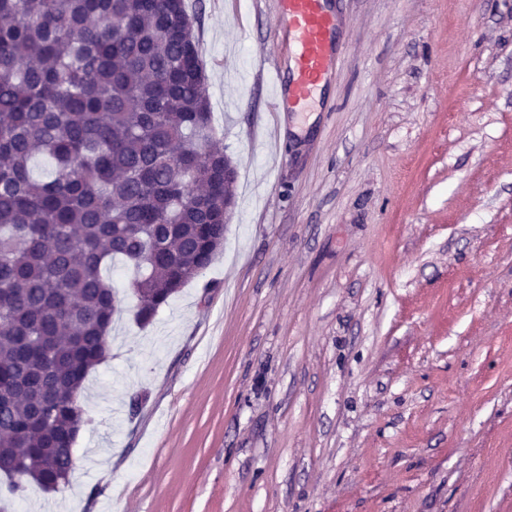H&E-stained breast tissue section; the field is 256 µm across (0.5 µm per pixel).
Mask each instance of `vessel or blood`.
<instances>
[{"label": "vessel or blood", "instance_id": "obj_1", "mask_svg": "<svg viewBox=\"0 0 512 512\" xmlns=\"http://www.w3.org/2000/svg\"><path fill=\"white\" fill-rule=\"evenodd\" d=\"M288 35L290 75L273 68L272 100L275 108L307 111L329 78L341 51L336 44V14L329 0H276Z\"/></svg>", "mask_w": 512, "mask_h": 512}]
</instances>
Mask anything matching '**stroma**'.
<instances>
[{"label":"stroma","mask_w":512,"mask_h":512,"mask_svg":"<svg viewBox=\"0 0 512 512\" xmlns=\"http://www.w3.org/2000/svg\"><path fill=\"white\" fill-rule=\"evenodd\" d=\"M237 166L214 262L110 270L69 483L12 512H512V0H332L306 112L275 0H187Z\"/></svg>","instance_id":"35a3bbf8"}]
</instances>
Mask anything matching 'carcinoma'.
<instances>
[{"label":"carcinoma","instance_id":"cac0c4a2","mask_svg":"<svg viewBox=\"0 0 512 512\" xmlns=\"http://www.w3.org/2000/svg\"><path fill=\"white\" fill-rule=\"evenodd\" d=\"M186 20L185 0H0V381L28 384L0 391L10 477L69 483L114 260L148 323L224 241L236 177Z\"/></svg>","mask_w":512,"mask_h":512}]
</instances>
